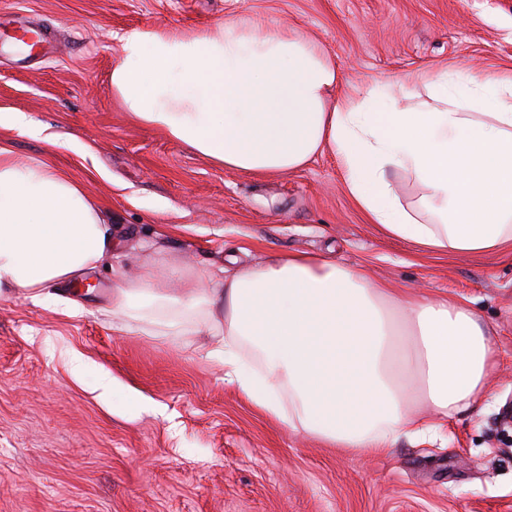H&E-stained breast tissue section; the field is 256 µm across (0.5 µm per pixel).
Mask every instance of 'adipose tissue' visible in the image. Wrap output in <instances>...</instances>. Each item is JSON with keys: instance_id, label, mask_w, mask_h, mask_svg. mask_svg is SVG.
I'll return each mask as SVG.
<instances>
[{"instance_id": "1", "label": "adipose tissue", "mask_w": 512, "mask_h": 512, "mask_svg": "<svg viewBox=\"0 0 512 512\" xmlns=\"http://www.w3.org/2000/svg\"><path fill=\"white\" fill-rule=\"evenodd\" d=\"M112 94L125 112L224 169L292 173L338 157L368 223L417 252L480 256L512 249V78L441 72L432 111L386 109L380 89L335 96V66L286 28L229 17L177 36L133 28L120 38ZM425 188L403 202L392 176ZM112 251L99 208L68 174L18 165L0 148V290L55 301L53 286ZM186 311L205 310L224 379L271 418L361 457L430 427L414 403L451 417L490 395L491 329L471 300L368 279L328 256L277 254L202 287L177 271ZM114 314L166 309V277L115 285Z\"/></svg>"}]
</instances>
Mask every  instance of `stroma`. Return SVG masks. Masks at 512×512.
<instances>
[{
	"label": "stroma",
	"mask_w": 512,
	"mask_h": 512,
	"mask_svg": "<svg viewBox=\"0 0 512 512\" xmlns=\"http://www.w3.org/2000/svg\"><path fill=\"white\" fill-rule=\"evenodd\" d=\"M231 15L311 38L355 101L379 85L397 109L431 108L426 75H512V0H0V26L20 17L57 39L47 55L0 46V110L42 130L0 126V148L79 181L113 242L92 291L0 292V512H512V258L415 253L367 223L333 154L284 175L227 171L115 100L125 31L189 35ZM291 252L473 300L498 353L491 397L439 421V440L363 458L225 383L205 315H182L178 336L150 335L141 309L112 326L119 277L160 264L208 281L230 258Z\"/></svg>",
	"instance_id": "35a3bbf8"
}]
</instances>
